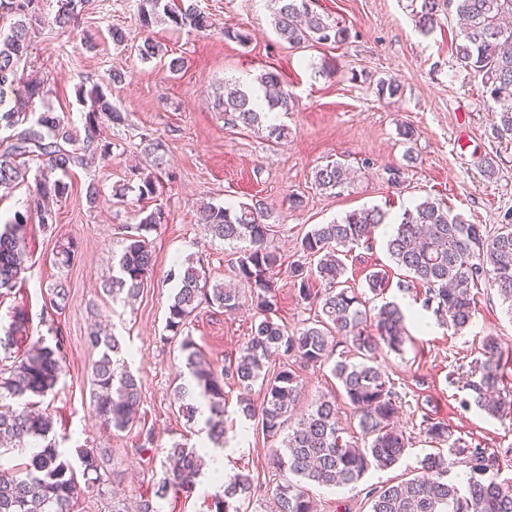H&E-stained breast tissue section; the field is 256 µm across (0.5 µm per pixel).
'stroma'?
I'll use <instances>...</instances> for the list:
<instances>
[{"label": "stroma", "instance_id": "35a3bbf8", "mask_svg": "<svg viewBox=\"0 0 512 512\" xmlns=\"http://www.w3.org/2000/svg\"><path fill=\"white\" fill-rule=\"evenodd\" d=\"M212 22L205 32L177 30L166 24L144 30L138 21L137 0H90L80 25L70 31L52 23L32 36L31 58L44 84L37 110L55 112L82 127L85 109L75 98L78 84L106 85L124 116L120 125L103 124L101 137L112 153L89 170L77 171L67 199L54 202L56 221L46 229H27L26 278L11 294L0 296V326L16 310L27 315L29 339L62 333L66 345L65 371L55 393L40 403L53 420L51 435L67 458L77 449L97 452L102 469L121 475L125 490L122 512H139L141 500L152 497L161 474L163 450L172 442L190 446L205 442L200 424H187L172 405L180 384L184 356L179 338H167L165 320L175 292L168 273L188 258L200 260L212 277L234 279L228 266L232 245L212 238L198 222L204 203L235 206L263 199L272 209L273 244L284 263L299 260L301 238L314 225L343 218L362 207H379L389 221L380 225L369 244L344 256L348 286L365 291V277L386 271L389 286L371 298L373 306L393 301L405 315L406 340L400 352L382 351L378 366L402 399L400 425L409 445L392 468H370L349 486L307 483L319 512H369L366 493L418 475L421 459L443 455L450 477L466 487L469 470L454 455V444L478 445L497 456L494 476L512 484V421L487 415L473 402L465 386L468 373L482 357L484 337H496L502 352L499 376L512 388V314L497 292L482 288L471 324L461 330L438 320L423 306L424 288L408 283L386 250V241L404 209L425 199H441L467 222L496 231L512 213V142L493 130L492 104L482 96L474 73L461 65L454 50L459 25L455 12L442 14L438 27L421 34L415 26L411 0H316L323 15L346 27L343 45L293 48L280 41L272 25L269 0H197ZM122 28L128 50L116 49L112 28ZM248 33L247 45L225 40L224 28ZM158 41L167 58L180 61L178 70L141 61L134 50L145 38ZM283 76L295 106L281 116L287 134L277 140L228 121L218 101L225 81H251L265 69ZM120 71L126 79L112 84ZM397 79L401 97H377L378 79ZM415 131L405 142L401 126ZM163 146L162 173L167 181L159 198L165 221L151 235L154 270L132 304L112 300L102 285L112 275V262L124 247L123 228L139 221L140 201L119 203L112 198L115 182L145 166L141 135ZM345 160L355 179L334 195L322 194L313 183L315 168ZM494 175H487V164ZM400 169L401 185L389 180ZM96 183V204L86 201L88 183ZM302 196L294 207L293 196ZM78 245L68 266L53 262L59 245ZM63 284L67 304L63 313L46 309L50 286ZM254 324L250 307L235 314L207 306L191 317L187 331L203 354L216 365L237 356ZM113 327L122 336L132 372L142 383L141 413L152 428V451H140L137 431L103 429L92 412L90 370L101 356L88 343L96 326ZM331 364L301 369L299 412L316 400L338 394L340 386ZM244 391L224 387L225 442L228 474L244 472L268 484L265 458L271 443L255 422L240 416ZM447 423L449 441L429 442L424 418Z\"/></svg>", "mask_w": 512, "mask_h": 512}]
</instances>
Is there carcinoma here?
<instances>
[{"mask_svg": "<svg viewBox=\"0 0 512 512\" xmlns=\"http://www.w3.org/2000/svg\"><path fill=\"white\" fill-rule=\"evenodd\" d=\"M43 0H0V190L25 183L29 162L39 165L34 186L28 187L31 203L17 211L0 227V294H9L26 273V228L32 219L46 227L53 223L49 199H61L69 184L64 178L76 169H88L111 154V143L101 139L100 124L124 122V116L95 84L88 91L91 109L85 114L83 133L52 112H35L33 99L43 93L41 82L26 74L30 64L32 34L45 23ZM314 0H273V24L277 36L291 47L306 43L342 45L348 29L338 26L313 8ZM416 27L428 33L440 20L445 7L452 6L462 28L455 44L457 58L481 77L483 93L496 105L495 131L498 137H512V0H418ZM86 0H56L52 22L61 28L79 24ZM138 20L148 28L159 22L176 28L205 32L211 27L208 16L196 0H140ZM144 62L162 59V48L147 37L137 46ZM395 79H380L375 93L380 98L400 94ZM224 115L234 124L262 127L268 113L290 112L293 97L285 89L281 75L267 70L256 77V85L243 86L224 94ZM349 167L334 161L316 169L314 184L324 193L344 188ZM136 181L115 183L112 196L120 201L128 193L138 199H157L163 185L153 171H132ZM138 224L126 227L125 245L118 259L117 274L104 285L116 300L137 297L153 270L151 233L165 220L162 206L139 210ZM262 201L237 207L209 206L198 223L215 238L225 242H246L248 246L229 259L238 288H231L207 276L200 262L190 259L168 274L177 282L168 307L165 329L184 335L188 321L201 305L227 312L240 308L242 298H250L257 323L242 345L239 356L219 368L208 360L190 336L184 335L181 350L189 371L190 384L176 386L174 406L188 422L197 420L199 405L208 406L207 435L216 449L224 448V385L233 382L250 390L259 385L261 400H239L241 414L257 422L267 439L274 442L283 433L280 446L270 449L269 468L279 476L269 488L277 512H314V504L302 486L306 481L322 485H349L360 481L371 467L390 468L408 445V437L397 425L401 405L388 376L373 365L379 351L400 350L405 336V316L398 305L385 303L367 307L363 294L345 285L344 263L340 255L369 242L375 229L385 223L387 213L377 207L354 210L341 220L316 224L300 241L305 259L317 260L315 270L304 262L290 265L288 276L299 303L315 311L312 320L295 333L275 322L280 302L277 276L282 258L272 248L274 225ZM388 254L412 280L425 287L424 307L446 319L456 329L467 327L476 312L475 290L489 286L512 309V224H503L491 234L481 224H470L443 200L426 199L404 210L395 232L387 241ZM319 281L323 288L313 287ZM66 289L59 283L50 289L46 303L65 309ZM23 312L0 335V445L24 451L44 442L40 451L17 472L0 469V512H78L86 492L108 490L112 498L121 494L115 475L100 473L101 465L93 449L78 454L83 475H94L82 486L75 470L56 443L48 439L52 418L40 411L34 398L54 391L63 375L65 345L54 336L47 344L43 337L32 342L18 357L10 356L16 337L27 332ZM89 342L102 350L91 369L94 414L104 427L125 432L141 422L142 389L139 380L121 358L122 344L115 334L100 329L89 333ZM340 343L349 346L352 358L340 359L332 373L343 389V398L354 411L364 439L359 446L345 437L336 400L322 399L312 411L296 418L294 407L300 393V375L294 364L327 363ZM501 351L497 340L487 337L482 344L483 360L479 377L467 381L476 406L497 419L512 420V390L499 386ZM282 360L269 370V361ZM423 431L430 439L448 441V425L424 420ZM470 477L466 493L448 481V461L439 454H427L420 461L421 474L368 492L370 512H512V485H503L488 476L493 457L487 449L459 447ZM197 448L175 441L166 449L162 475L155 484L154 500L189 494L199 475ZM261 487L248 474L236 473L224 483L223 493L212 499L208 512H240V503L253 497Z\"/></svg>", "mask_w": 512, "mask_h": 512, "instance_id": "carcinoma-1", "label": "carcinoma"}]
</instances>
